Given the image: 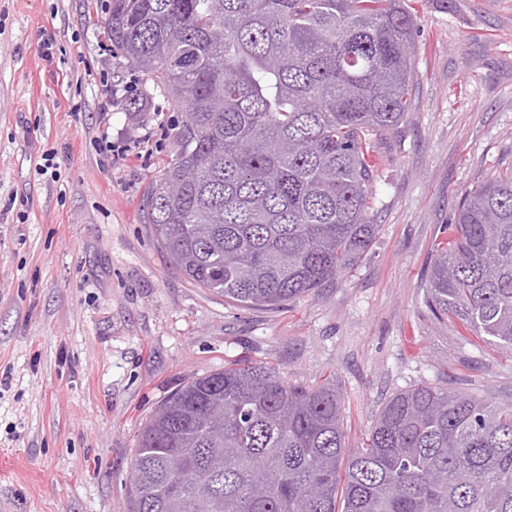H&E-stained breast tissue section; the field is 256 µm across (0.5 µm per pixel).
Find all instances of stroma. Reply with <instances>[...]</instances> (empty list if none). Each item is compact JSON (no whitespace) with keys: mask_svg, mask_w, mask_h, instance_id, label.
<instances>
[{"mask_svg":"<svg viewBox=\"0 0 512 512\" xmlns=\"http://www.w3.org/2000/svg\"><path fill=\"white\" fill-rule=\"evenodd\" d=\"M94 4L0 0V512H130L139 428L232 363L304 388L333 378L349 451L417 385L512 403V352L460 339L425 302L464 195L512 167V0H408L413 109L370 158L373 245L312 293L254 308L186 279L145 224L182 115L111 56ZM136 92L147 111H125Z\"/></svg>","mask_w":512,"mask_h":512,"instance_id":"35a3bbf8","label":"stroma"}]
</instances>
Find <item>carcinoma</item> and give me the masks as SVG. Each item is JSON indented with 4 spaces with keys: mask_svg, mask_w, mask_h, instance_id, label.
I'll return each mask as SVG.
<instances>
[{
    "mask_svg": "<svg viewBox=\"0 0 512 512\" xmlns=\"http://www.w3.org/2000/svg\"><path fill=\"white\" fill-rule=\"evenodd\" d=\"M112 54L186 118L150 178L170 264L243 307L279 306L371 247L377 139L412 111L406 0H108ZM427 303L512 350V169L471 190L436 251ZM335 381L232 364L139 429L132 512H512V404L421 385L345 453Z\"/></svg>",
    "mask_w": 512,
    "mask_h": 512,
    "instance_id": "obj_1",
    "label": "carcinoma"
}]
</instances>
